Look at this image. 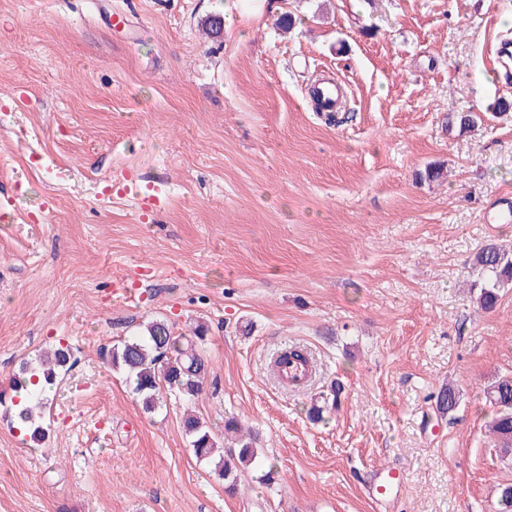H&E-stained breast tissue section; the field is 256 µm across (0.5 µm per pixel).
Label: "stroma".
I'll return each instance as SVG.
<instances>
[{"mask_svg": "<svg viewBox=\"0 0 512 512\" xmlns=\"http://www.w3.org/2000/svg\"><path fill=\"white\" fill-rule=\"evenodd\" d=\"M507 43L512 0H0V389L52 347L74 359L42 444L0 404V512H493L512 464L482 389L512 374V288L484 312L470 286L481 244L512 247ZM317 80L343 85L344 122ZM151 319L204 325L208 374L147 414L98 350ZM291 345L315 368L302 392L270 372ZM450 381L444 416L429 395ZM189 411L219 440L230 416L259 432L236 495ZM389 467L383 511L368 485ZM182 423L196 458L200 461H213L214 448L217 445L210 430L194 415L187 414Z\"/></svg>", "mask_w": 512, "mask_h": 512, "instance_id": "35a3bbf8", "label": "stroma"}]
</instances>
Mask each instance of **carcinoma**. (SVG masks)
<instances>
[{
    "mask_svg": "<svg viewBox=\"0 0 512 512\" xmlns=\"http://www.w3.org/2000/svg\"><path fill=\"white\" fill-rule=\"evenodd\" d=\"M478 117L470 112L448 113V126L467 129L477 124ZM476 265L484 276L478 301L482 309L496 307L499 289L512 283V256L495 243L484 245L475 257ZM206 341L202 327L193 335H175L169 324L161 319L146 323L135 335L119 344L100 350V356L113 368L123 371L133 385L141 408L152 413L159 407L161 392L181 395L188 399L198 397L203 391L207 365L201 346ZM70 361L69 350L59 345L50 352L37 356L22 365L9 380V390L0 391V399L7 396L15 408L20 425L31 432V438H44L43 427L36 417V410L46 400V392L55 386L59 371ZM486 401L494 410L488 430L498 441V457L512 463V377H502L491 382L484 390ZM436 410L449 414L456 410L460 393L450 384L431 396ZM183 429L197 459L213 462L216 441L210 430L194 415H186ZM237 435L236 448H228L214 462V475L224 481V488L233 492L246 469L259 458L253 447L256 437L232 417L224 420V434ZM495 512H512V484L498 487Z\"/></svg>",
    "mask_w": 512,
    "mask_h": 512,
    "instance_id": "cac0c4a2",
    "label": "carcinoma"
}]
</instances>
